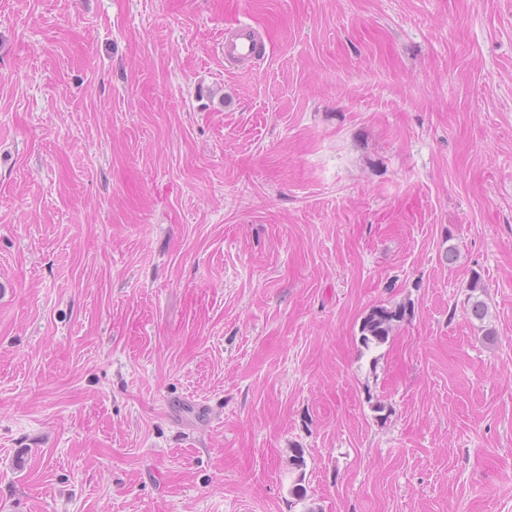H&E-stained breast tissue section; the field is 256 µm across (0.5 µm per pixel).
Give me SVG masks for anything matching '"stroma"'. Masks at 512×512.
Listing matches in <instances>:
<instances>
[{
    "label": "stroma",
    "mask_w": 512,
    "mask_h": 512,
    "mask_svg": "<svg viewBox=\"0 0 512 512\" xmlns=\"http://www.w3.org/2000/svg\"><path fill=\"white\" fill-rule=\"evenodd\" d=\"M0 512H512V0H0ZM224 58L249 63L261 53L266 45L260 33L248 23L238 22L224 31ZM483 288L484 286L481 283L480 276L477 274L473 275L469 285L470 294L467 299L466 312L470 318H473L477 321H483L488 313L486 303L480 299V296L478 295L479 293L483 292ZM404 315L405 310L402 307L373 306L361 321L360 344L370 350L386 343L393 336L395 322H400Z\"/></svg>",
    "instance_id": "35a3bbf8"
}]
</instances>
